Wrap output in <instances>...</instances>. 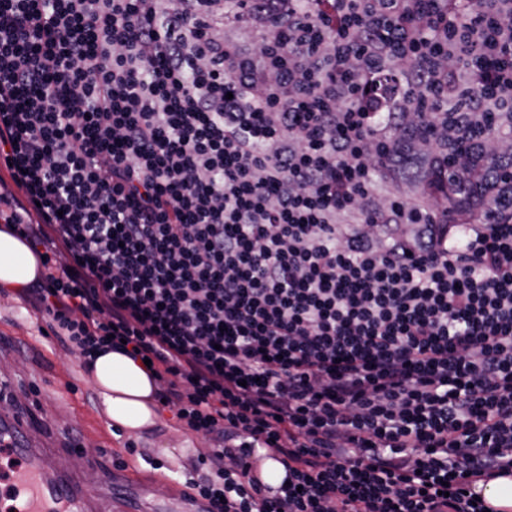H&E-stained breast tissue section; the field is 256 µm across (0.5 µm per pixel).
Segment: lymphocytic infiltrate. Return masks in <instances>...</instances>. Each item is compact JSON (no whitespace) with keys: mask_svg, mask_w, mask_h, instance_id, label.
<instances>
[{"mask_svg":"<svg viewBox=\"0 0 512 512\" xmlns=\"http://www.w3.org/2000/svg\"><path fill=\"white\" fill-rule=\"evenodd\" d=\"M0 0V223L150 360L211 512H485L512 474V0ZM280 463L279 485L256 465ZM478 493L494 512H512V476L499 477L486 484L478 482L474 486Z\"/></svg>","mask_w":512,"mask_h":512,"instance_id":"obj_1","label":"lymphocytic infiltrate"}]
</instances>
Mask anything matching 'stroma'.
<instances>
[{
	"instance_id": "obj_1",
	"label": "stroma",
	"mask_w": 512,
	"mask_h": 512,
	"mask_svg": "<svg viewBox=\"0 0 512 512\" xmlns=\"http://www.w3.org/2000/svg\"><path fill=\"white\" fill-rule=\"evenodd\" d=\"M57 331L35 304L0 291V380H10L18 398L14 405L0 401V413H27L42 445L58 449L69 470H84L76 455L99 453L104 467H126L149 480L152 502L190 495L186 478L194 469L206 474L197 452L208 441L182 429L167 410L156 427L138 435L110 427L81 356Z\"/></svg>"
}]
</instances>
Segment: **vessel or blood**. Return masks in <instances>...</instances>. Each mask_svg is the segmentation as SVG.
Masks as SVG:
<instances>
[{"label": "vessel or blood", "mask_w": 512, "mask_h": 512, "mask_svg": "<svg viewBox=\"0 0 512 512\" xmlns=\"http://www.w3.org/2000/svg\"><path fill=\"white\" fill-rule=\"evenodd\" d=\"M0 443L13 462L0 473L9 487L0 495V512H139V481L113 469L100 476L108 493L91 492L81 474L58 465L56 449L40 447L25 433L19 414L0 415Z\"/></svg>", "instance_id": "b4317fda"}]
</instances>
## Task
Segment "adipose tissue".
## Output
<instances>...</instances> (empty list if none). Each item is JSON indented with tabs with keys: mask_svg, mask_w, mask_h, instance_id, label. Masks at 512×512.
Here are the masks:
<instances>
[{
	"mask_svg": "<svg viewBox=\"0 0 512 512\" xmlns=\"http://www.w3.org/2000/svg\"><path fill=\"white\" fill-rule=\"evenodd\" d=\"M44 281V269L28 244L8 226H0V288L20 293ZM113 426L127 433L151 429L157 422L156 378L125 353H97L87 371Z\"/></svg>",
	"mask_w": 512,
	"mask_h": 512,
	"instance_id": "adipose-tissue-1",
	"label": "adipose tissue"
}]
</instances>
